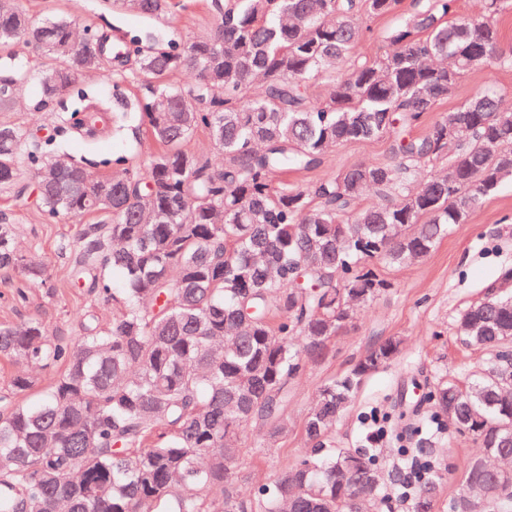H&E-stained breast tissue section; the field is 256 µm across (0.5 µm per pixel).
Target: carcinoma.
<instances>
[{
  "label": "carcinoma",
  "mask_w": 512,
  "mask_h": 512,
  "mask_svg": "<svg viewBox=\"0 0 512 512\" xmlns=\"http://www.w3.org/2000/svg\"><path fill=\"white\" fill-rule=\"evenodd\" d=\"M454 0H411L389 49L354 53L369 22L402 0H214L209 36L136 49L146 125L159 149L146 170L112 177L83 161L59 165L25 133L0 123V186L43 164L41 210L76 221L103 216L80 237L72 280L112 303L79 315L80 334H50L39 318L0 326V359L51 371L40 388L24 374L0 389V512H383L368 449L338 448L332 432L364 378L397 354L374 347L317 392L303 423L314 453L283 465L244 494L229 474L244 432L256 421L274 443L288 432V383L325 355L352 317L391 283L378 268L430 254L456 224L512 178V109L493 89L410 130L436 110L468 72L512 66L498 16L512 0H481L475 16ZM163 19L171 0H120ZM66 18L36 23L0 11V50L25 38L61 74L41 85L47 99L69 93ZM99 69L125 61L95 35ZM23 63L0 81V112L11 110ZM322 81L315 106L307 86ZM110 113L119 136L127 113L101 94L79 91L66 111ZM199 129L214 158L186 147ZM394 137L391 163L354 165L308 188L282 174L321 168L338 144ZM112 182V197L96 196ZM0 268L38 281L44 268L22 255L15 228L0 224ZM459 335L487 349L468 380L441 378L437 416L473 437L479 450L449 512H512V298L489 289L459 317ZM435 463L422 457L411 512H434Z\"/></svg>",
  "instance_id": "cac0c4a2"
}]
</instances>
